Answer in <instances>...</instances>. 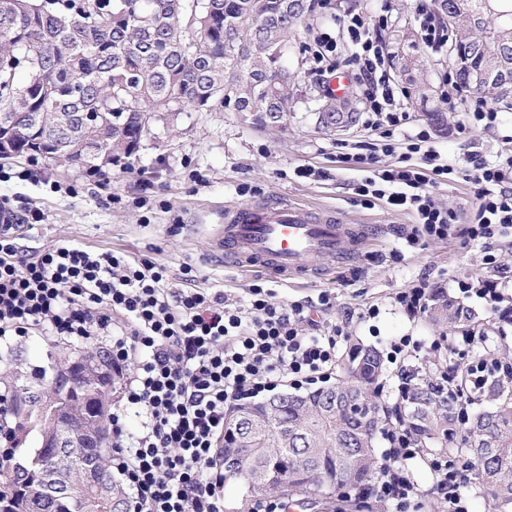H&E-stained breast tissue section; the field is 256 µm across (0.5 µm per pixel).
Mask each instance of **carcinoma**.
Masks as SVG:
<instances>
[{
  "mask_svg": "<svg viewBox=\"0 0 512 512\" xmlns=\"http://www.w3.org/2000/svg\"><path fill=\"white\" fill-rule=\"evenodd\" d=\"M0 12V123L16 120L13 156L65 161L106 174L97 155L129 169L143 140L159 123L191 109L229 108L260 127L282 126L297 103L295 76L286 65L295 30L316 10L315 0H15ZM442 16L454 9L448 31L461 87L499 102L497 87L479 81L488 65L512 78V0H433ZM399 73L409 76L418 57L399 50ZM324 132L355 122L356 108L318 93ZM83 112L104 122L86 127ZM120 125H112V116ZM440 327L474 331L471 313L437 292L429 310ZM384 359L373 346L353 345L336 382L306 393H280L243 407L226 422L224 480L238 481L245 497L277 494L332 497L366 486L380 463L375 440L382 408ZM441 382L434 365L403 387L400 418L435 454H466L474 479L501 509L512 507V371L484 386L491 408L459 419L448 393L467 396L470 365H452ZM29 385L13 384L12 414L22 430L35 409ZM0 488L26 502L12 468H0Z\"/></svg>",
  "mask_w": 512,
  "mask_h": 512,
  "instance_id": "carcinoma-1",
  "label": "carcinoma"
}]
</instances>
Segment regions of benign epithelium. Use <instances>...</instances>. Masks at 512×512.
Here are the masks:
<instances>
[{
    "label": "benign epithelium",
    "instance_id": "1",
    "mask_svg": "<svg viewBox=\"0 0 512 512\" xmlns=\"http://www.w3.org/2000/svg\"><path fill=\"white\" fill-rule=\"evenodd\" d=\"M65 384L61 388V396L55 398L57 405L67 403L70 391L80 380L85 379L95 385L94 392L80 394V399L91 406L94 414H105L112 388V377L107 362L97 357L79 364L65 363L63 367ZM41 453L33 458L25 459L17 464L24 471H37L38 491L45 498L63 504L71 500L82 502L83 506L92 510L101 506L114 509L115 505L108 498L110 479L98 473V460L93 459L84 465L81 481L74 483L63 455L65 448L107 447L108 431L98 423H90L78 429L68 423L55 422L46 430L40 431Z\"/></svg>",
    "mask_w": 512,
    "mask_h": 512
}]
</instances>
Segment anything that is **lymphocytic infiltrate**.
<instances>
[{
  "instance_id": "1",
  "label": "lymphocytic infiltrate",
  "mask_w": 512,
  "mask_h": 512,
  "mask_svg": "<svg viewBox=\"0 0 512 512\" xmlns=\"http://www.w3.org/2000/svg\"><path fill=\"white\" fill-rule=\"evenodd\" d=\"M391 21L388 7L374 13L347 12L317 32L314 71L345 67L360 78L364 126L376 142L360 152L340 153L337 163L362 171L355 191L411 210L418 225L408 242L447 238L461 222L459 210L440 205L431 188L464 175L474 195L466 240L485 247L487 275L458 280L463 298H476L499 322L512 325V276L493 247L512 235V157L490 164L471 154L457 170L441 164L432 149L437 131L409 121L401 90L391 76L389 52L380 38ZM451 102L465 119L455 134L494 129L498 112L484 100L456 93ZM420 164H413V156ZM389 157L380 166V157ZM462 223V222H461ZM188 288L172 289L166 266L148 258L94 253L57 241L37 254L19 255L11 231L0 230V344L38 331L58 340L104 338L114 370L129 371L122 403L111 415L112 470L133 492L135 512H224V459L219 453L224 420L238 402L281 386L302 389L324 381L336 368L347 339L342 325H320L308 306L272 302L263 287L237 301L223 291L193 287L198 271L182 268ZM146 420L131 433L126 410ZM383 460L368 491L379 501L408 512L420 496L409 469L429 458L435 490L448 512H468L461 477L447 459L428 457L402 423L387 422Z\"/></svg>"
}]
</instances>
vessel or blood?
Listing matches in <instances>:
<instances>
[{
  "instance_id": "1",
  "label": "vessel or blood",
  "mask_w": 512,
  "mask_h": 512,
  "mask_svg": "<svg viewBox=\"0 0 512 512\" xmlns=\"http://www.w3.org/2000/svg\"><path fill=\"white\" fill-rule=\"evenodd\" d=\"M358 235V227L333 209L285 201L246 203L225 209L215 244L239 269L291 278L314 260L342 257Z\"/></svg>"
}]
</instances>
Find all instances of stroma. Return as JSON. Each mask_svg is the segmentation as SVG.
<instances>
[{"label":"stroma","mask_w":512,"mask_h":512,"mask_svg":"<svg viewBox=\"0 0 512 512\" xmlns=\"http://www.w3.org/2000/svg\"><path fill=\"white\" fill-rule=\"evenodd\" d=\"M347 7V0H330L310 25L300 27L288 49V66L298 74L299 95L323 89L329 80L310 70L307 50L315 29L332 24ZM421 80L433 87L428 100H414L408 110L414 122H426L427 111L447 108L449 69L446 55L424 54ZM500 123L490 131L467 136L449 135L440 127L434 149L439 162L467 168L471 152L488 161L512 155V110L500 109ZM363 124L325 135L315 128V117L304 106L289 113L284 128H261L236 112H184L172 125L158 124L142 144L132 169L113 167L108 188L96 186L85 171L66 165L31 162L30 158L0 159V202L20 208L36 203L45 214L43 223L23 225L16 243L21 254L42 251L65 239L92 252L146 257L167 266L171 288L182 285L180 268H198L199 285L245 297L254 284L273 291L277 303L317 302L330 294L333 308L327 322L345 327L348 339L386 349L391 341L409 335L428 339L440 335L458 338L447 350L449 362L474 363L484 347L512 350V333L500 335L494 315L480 302L462 300L455 280L483 273L481 243H463L458 231L445 239H422L408 245L404 234L415 226L412 211L394 209L385 201L362 204L353 185L361 177L353 166L336 165L339 146L361 141ZM315 169V177H298V168ZM58 191H50V183ZM81 183L83 191L71 195L68 185ZM296 203L333 207L360 226L363 238L346 262L319 261L309 279L282 281L259 271H242L225 263L213 241L215 225L225 208L241 202ZM428 277L452 301L463 302L482 323L485 341L462 344L461 330L440 329L426 315L408 317L394 303L397 293ZM377 317L366 318L369 307ZM84 344L62 343L35 333L0 350V374L32 381L38 370H53L62 352L78 358Z\"/></svg>","instance_id":"1"}]
</instances>
